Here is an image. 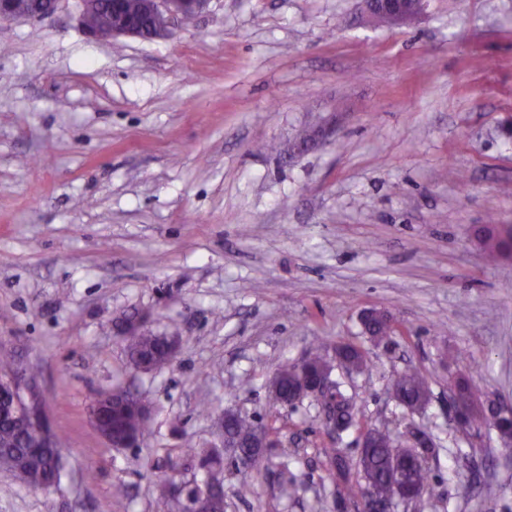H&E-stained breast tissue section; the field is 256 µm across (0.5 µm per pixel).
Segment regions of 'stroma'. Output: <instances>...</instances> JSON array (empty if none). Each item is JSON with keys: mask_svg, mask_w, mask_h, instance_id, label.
Instances as JSON below:
<instances>
[{"mask_svg": "<svg viewBox=\"0 0 512 512\" xmlns=\"http://www.w3.org/2000/svg\"><path fill=\"white\" fill-rule=\"evenodd\" d=\"M509 120L512 0H425L402 26L361 0H208L156 39L90 38L74 0L1 20L0 350L34 367L70 455L48 493L0 471V512H167L159 484L228 409L275 422L290 456L225 459V512H362L323 454L355 461V433L333 441L315 399L269 391L344 343L368 361L332 372L362 427L435 443L432 496L393 512H512V453L454 421L451 386L512 403V259L478 240L512 224ZM319 126L334 135L294 152ZM368 309L393 316L392 345L365 335ZM133 312L179 336L170 364L131 368L114 323ZM407 367L432 393L414 414L390 396ZM119 384L153 433L115 449L88 403ZM295 369L296 364L288 365V363H286L280 367L270 386L273 398H275L277 394L282 400L288 401L289 395L296 393L298 381Z\"/></svg>", "mask_w": 512, "mask_h": 512, "instance_id": "1", "label": "stroma"}]
</instances>
